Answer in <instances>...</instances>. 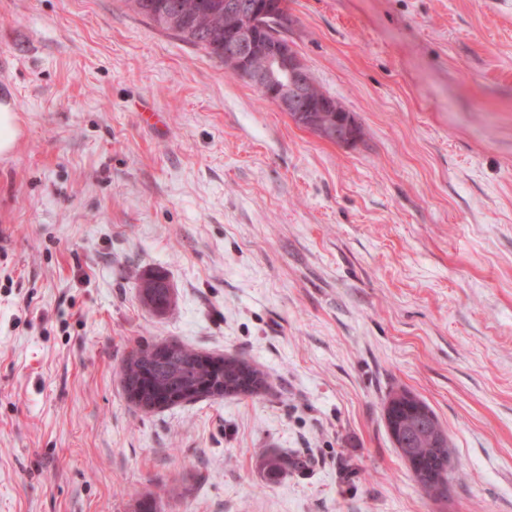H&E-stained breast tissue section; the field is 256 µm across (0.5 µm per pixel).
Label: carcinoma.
<instances>
[{"label": "carcinoma", "mask_w": 512, "mask_h": 512, "mask_svg": "<svg viewBox=\"0 0 512 512\" xmlns=\"http://www.w3.org/2000/svg\"><path fill=\"white\" fill-rule=\"evenodd\" d=\"M137 14L169 32L223 59L224 0H129ZM140 296L151 312H164L174 303L171 289L159 275L142 279ZM266 383V374L237 356H213L171 341L140 344L124 361L121 384L125 393L141 396L132 403L151 413L184 403L254 395ZM418 398L410 392L393 391L384 402V415L400 456L409 463L415 481L429 496L448 491V435L431 409L421 413ZM263 467L280 474L300 467L294 456L269 455Z\"/></svg>", "instance_id": "carcinoma-1"}]
</instances>
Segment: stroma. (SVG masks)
Returning <instances> with one entry per match:
<instances>
[{
	"label": "stroma",
	"instance_id": "1",
	"mask_svg": "<svg viewBox=\"0 0 512 512\" xmlns=\"http://www.w3.org/2000/svg\"><path fill=\"white\" fill-rule=\"evenodd\" d=\"M288 13L356 144L125 0H0V512H512V0ZM161 340L268 388L141 413L121 366ZM400 389L448 433L447 497L390 439ZM17 112L9 106H0V155L13 151L17 141ZM140 296L150 312H164L174 303L171 289L160 275H149L142 279Z\"/></svg>",
	"mask_w": 512,
	"mask_h": 512
}]
</instances>
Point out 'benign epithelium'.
<instances>
[{"label": "benign epithelium", "mask_w": 512, "mask_h": 512, "mask_svg": "<svg viewBox=\"0 0 512 512\" xmlns=\"http://www.w3.org/2000/svg\"><path fill=\"white\" fill-rule=\"evenodd\" d=\"M274 5L275 0H224L225 69L260 89L280 111L309 125L322 139H334L341 146L355 144L357 122L352 115H345L336 127L323 125L322 113L345 108L314 93L313 75L292 45L258 36Z\"/></svg>", "instance_id": "obj_1"}]
</instances>
